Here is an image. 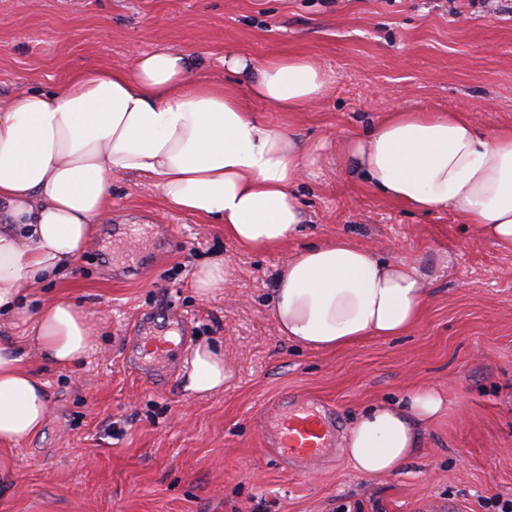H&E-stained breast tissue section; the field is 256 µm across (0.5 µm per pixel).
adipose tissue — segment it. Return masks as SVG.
<instances>
[{
  "label": "adipose tissue",
  "mask_w": 512,
  "mask_h": 512,
  "mask_svg": "<svg viewBox=\"0 0 512 512\" xmlns=\"http://www.w3.org/2000/svg\"><path fill=\"white\" fill-rule=\"evenodd\" d=\"M195 66L188 53L161 48L134 54L129 67L78 71L59 90L0 102V311L23 328L20 337H0L1 500L16 491L9 446L40 432L49 411L28 352L69 367L93 349L82 307L45 299L32 310L27 301L90 246L116 177L152 178L169 205L223 225L245 250L270 252L302 232L295 187L326 145L265 122L249 102L307 111L334 73L301 55L257 62L229 54L224 66L237 80L221 84L194 78ZM337 150L380 194L423 212L450 209L467 230L512 253V127L487 133L459 112L389 108ZM428 280L420 265L336 237L277 269L272 316L280 335L310 351L403 336L422 316ZM233 376L222 353L200 345L184 390L203 398ZM446 407L441 391L420 387L362 414L345 438L353 470L395 473Z\"/></svg>",
  "instance_id": "adipose-tissue-1"
}]
</instances>
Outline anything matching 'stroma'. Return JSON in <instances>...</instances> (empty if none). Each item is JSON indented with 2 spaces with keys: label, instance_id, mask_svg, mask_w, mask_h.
<instances>
[{
  "label": "stroma",
  "instance_id": "1",
  "mask_svg": "<svg viewBox=\"0 0 512 512\" xmlns=\"http://www.w3.org/2000/svg\"><path fill=\"white\" fill-rule=\"evenodd\" d=\"M160 47L192 53L207 82L234 81L223 65L233 52L302 55L332 70L309 111L253 103L258 117L313 141L336 144L391 107L461 111L486 131L512 124V0H0V99ZM297 192L302 236L257 253L172 208L149 177L113 181L107 223L39 289L83 305L94 349L72 369L30 357L49 414L14 449L17 490L0 512H486L483 498H512V254L451 210L381 195L332 156ZM131 224L172 225L175 242L158 251L130 237ZM337 236L428 268L425 311L407 335L318 353L277 334L275 271ZM216 255L234 286L203 299L194 272ZM127 265L134 275L114 279ZM170 306L190 318L193 345L223 347L233 363L223 392L194 398L181 378L145 380L127 367L129 325ZM421 385L443 391L448 408L395 474H357L341 447L294 469L263 443L274 402L335 410L341 443L365 409Z\"/></svg>",
  "mask_w": 512,
  "mask_h": 512
}]
</instances>
